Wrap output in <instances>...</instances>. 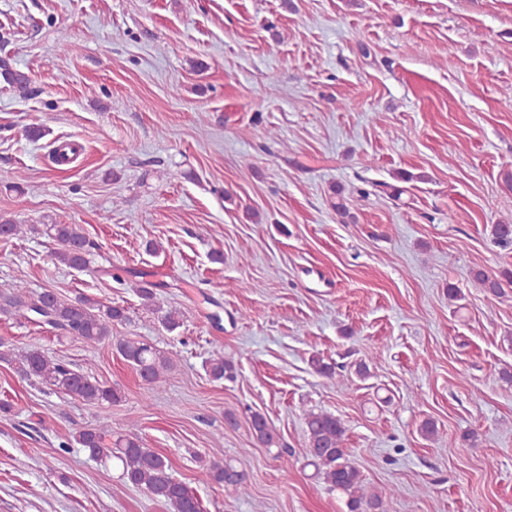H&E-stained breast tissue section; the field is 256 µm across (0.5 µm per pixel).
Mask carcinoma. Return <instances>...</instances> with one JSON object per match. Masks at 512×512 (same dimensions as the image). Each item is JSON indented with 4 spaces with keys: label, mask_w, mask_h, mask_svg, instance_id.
<instances>
[{
    "label": "carcinoma",
    "mask_w": 512,
    "mask_h": 512,
    "mask_svg": "<svg viewBox=\"0 0 512 512\" xmlns=\"http://www.w3.org/2000/svg\"><path fill=\"white\" fill-rule=\"evenodd\" d=\"M0 77L4 82L24 94L29 90L30 80L21 71L14 70L9 63L0 60ZM49 230L57 242L52 258L76 271H84L89 265V256L96 244L89 239L78 224H52ZM38 232L34 224H18L7 217H0V238H21L27 233ZM474 281L485 291L500 295L504 288L512 285V272L504 270L498 276H489L482 271L474 275ZM138 294L145 309L160 315L163 327L172 332L180 327L179 311L163 309L151 288H141ZM0 309L14 310L32 321L50 326L61 337H70L94 346L105 341L112 342L116 352L128 362L147 385L148 393L164 388L166 375L173 365L168 354L152 344L128 337L112 335V326L128 320L125 309L104 305L88 298L69 300L57 291L45 288L33 292L19 280L0 293ZM312 368L320 375L338 383L336 366L320 356L311 359ZM233 360L222 355L209 360V374L216 380L236 377ZM19 372L48 390L72 399L91 404L117 403L121 392L107 387L95 378L74 369L61 359H52L35 349L20 356ZM305 447L300 454L314 467L315 475L331 489L346 496L348 512H384V497L365 485L361 471L346 448L347 428L334 414L324 411H309L305 414ZM251 432L255 440L268 448L277 445L274 432L267 420L255 414L251 417ZM76 443L88 451L91 458L109 463L119 472L124 485L140 489L150 497L165 502L173 512H203L202 502L185 483L174 477L166 456L149 448L138 435L120 436L112 439V430L104 427L86 428L72 436V441L63 442L67 449ZM209 479L225 491L236 495L248 492L246 477L237 473V467L229 462L212 463L206 467Z\"/></svg>",
    "instance_id": "obj_1"
}]
</instances>
